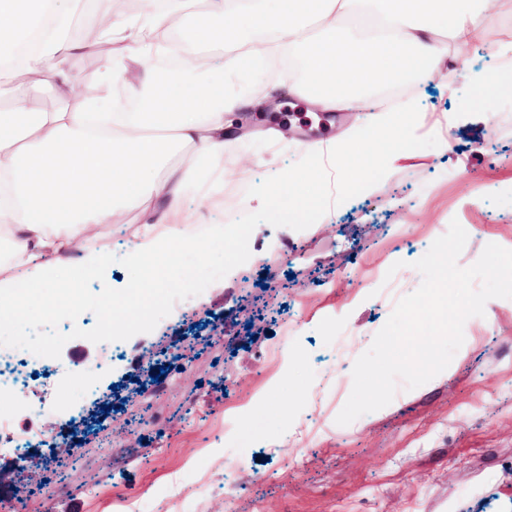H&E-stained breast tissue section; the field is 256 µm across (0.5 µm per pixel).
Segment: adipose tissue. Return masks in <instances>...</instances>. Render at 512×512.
Masks as SVG:
<instances>
[{
  "instance_id": "adipose-tissue-1",
  "label": "adipose tissue",
  "mask_w": 512,
  "mask_h": 512,
  "mask_svg": "<svg viewBox=\"0 0 512 512\" xmlns=\"http://www.w3.org/2000/svg\"><path fill=\"white\" fill-rule=\"evenodd\" d=\"M186 2L165 0L162 10L132 17L118 0H101L89 41L112 50L98 57L100 92L86 95L68 67L79 46L65 37L80 0H0V70L16 58L18 36L47 20V63L17 88L19 106L0 111V227L13 241L0 263V310L15 319L33 317L12 292L16 277L43 282L42 257L75 248L84 250L86 269L104 270L112 256L106 228L130 211L139 223L125 261L141 273L125 297L139 310L153 304L165 286L162 249L186 240L200 247L224 233L220 224L196 226L185 200L203 188L223 195L224 144L236 112L280 95L324 112H359L372 88L443 71L466 73L483 91L480 108L493 102L488 77L470 68L468 48L496 0H206L184 37L223 54L217 81L198 76L210 68L207 58L167 36ZM288 51L303 62L304 79L269 81L266 66ZM170 56L178 64L161 76L154 63ZM242 76L251 79L246 91L225 89ZM118 83L141 99V111L123 112L110 99ZM45 86L62 102L57 111L22 106ZM78 94L84 109H68ZM418 110L412 101L399 112L380 111L362 124L358 141L340 139L321 153L340 166L393 163L402 157L393 136L414 132Z\"/></svg>"
}]
</instances>
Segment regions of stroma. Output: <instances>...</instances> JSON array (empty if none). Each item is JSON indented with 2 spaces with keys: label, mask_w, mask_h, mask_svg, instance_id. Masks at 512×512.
Wrapping results in <instances>:
<instances>
[{
  "label": "stroma",
  "mask_w": 512,
  "mask_h": 512,
  "mask_svg": "<svg viewBox=\"0 0 512 512\" xmlns=\"http://www.w3.org/2000/svg\"><path fill=\"white\" fill-rule=\"evenodd\" d=\"M504 82L487 112L474 82L405 83L402 98L421 109L414 137L428 146L358 180L337 172L335 212L305 230L259 224L245 264L123 341L108 371L94 369L98 344L68 341L57 363L83 378L82 398L57 392L52 415L35 391L0 402L33 438L22 454H0V500L28 512H115L123 494L144 512H512V299L469 318L462 347L428 383L336 422L352 366L396 299L420 286L413 264L451 220L468 234L459 266L487 244L512 246V73ZM288 117L285 140L259 116L227 142L226 209L190 199L199 223L257 211L250 186L300 160L304 145L357 133L347 112ZM94 438L103 451L75 450ZM228 471L248 479L229 495Z\"/></svg>",
  "instance_id": "1"
}]
</instances>
